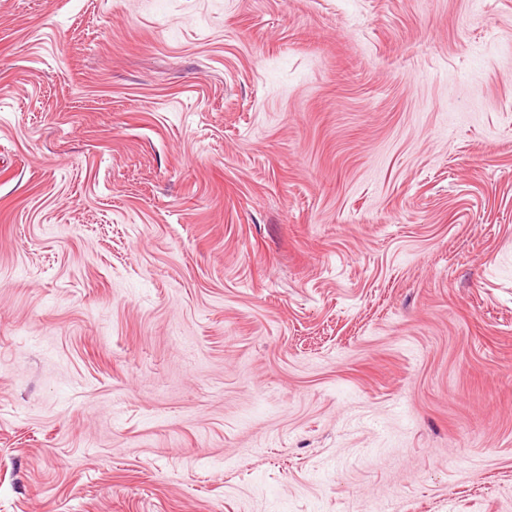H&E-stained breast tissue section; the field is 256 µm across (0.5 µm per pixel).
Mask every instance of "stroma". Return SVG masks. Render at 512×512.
I'll list each match as a JSON object with an SVG mask.
<instances>
[{"label":"stroma","instance_id":"1","mask_svg":"<svg viewBox=\"0 0 512 512\" xmlns=\"http://www.w3.org/2000/svg\"><path fill=\"white\" fill-rule=\"evenodd\" d=\"M0 512H512V0H0Z\"/></svg>","mask_w":512,"mask_h":512}]
</instances>
